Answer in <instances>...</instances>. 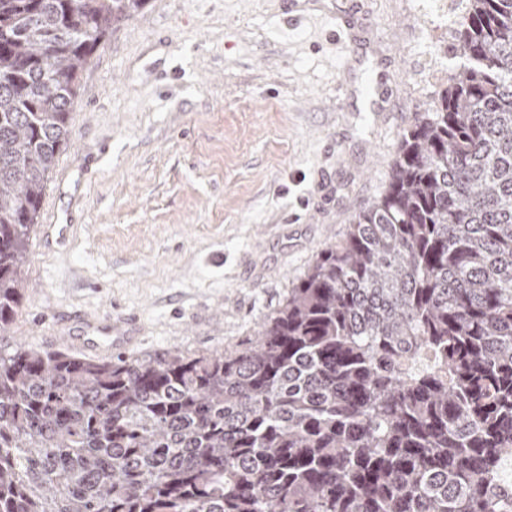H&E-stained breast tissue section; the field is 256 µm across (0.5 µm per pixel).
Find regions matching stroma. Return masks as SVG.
I'll list each match as a JSON object with an SVG mask.
<instances>
[{"label": "stroma", "mask_w": 512, "mask_h": 512, "mask_svg": "<svg viewBox=\"0 0 512 512\" xmlns=\"http://www.w3.org/2000/svg\"><path fill=\"white\" fill-rule=\"evenodd\" d=\"M403 2L314 0L292 23L290 0H147L81 72L11 342L100 360L64 337L81 314L131 321L116 357L249 346L384 191L401 132L442 88L417 80L424 19Z\"/></svg>", "instance_id": "stroma-1"}]
</instances>
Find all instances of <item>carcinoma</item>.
<instances>
[{
	"label": "carcinoma",
	"instance_id": "carcinoma-1",
	"mask_svg": "<svg viewBox=\"0 0 512 512\" xmlns=\"http://www.w3.org/2000/svg\"><path fill=\"white\" fill-rule=\"evenodd\" d=\"M147 0H0V512H512V0L247 348L3 347L79 74Z\"/></svg>",
	"mask_w": 512,
	"mask_h": 512
}]
</instances>
